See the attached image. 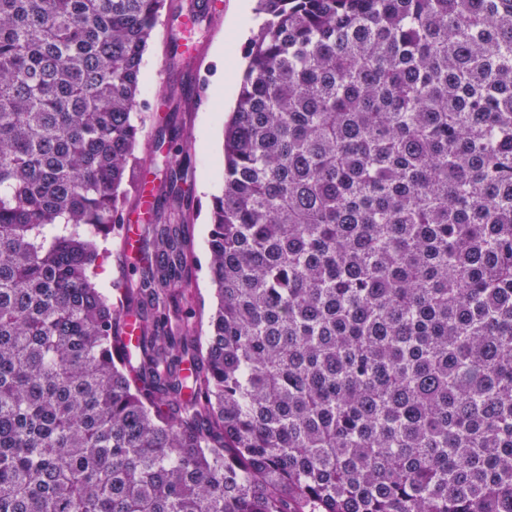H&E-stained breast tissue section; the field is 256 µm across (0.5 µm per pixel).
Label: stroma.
I'll return each mask as SVG.
<instances>
[{"mask_svg":"<svg viewBox=\"0 0 512 512\" xmlns=\"http://www.w3.org/2000/svg\"><path fill=\"white\" fill-rule=\"evenodd\" d=\"M256 0H222V9L212 19L199 25L180 26L171 21V29H183L181 60L170 64V42L155 37L144 57L142 80L147 108L142 109L143 135L136 154L147 171L153 187H160L170 156L166 142L177 138L189 142L192 173L185 184L191 221L186 236L194 261L190 265L185 294L175 295L172 311L183 310L194 302L199 323H206L213 304V290L208 278V212L212 195L223 185L224 122L236 105L240 79L236 68L246 64L248 40L264 17L256 11ZM165 77H158V68ZM202 80L207 93L205 105L191 110L195 80ZM106 258L98 271L97 283L106 294L125 287L130 273L143 258L146 243L138 241L131 255H123L118 234L101 241Z\"/></svg>","mask_w":512,"mask_h":512,"instance_id":"35a3bbf8","label":"stroma"}]
</instances>
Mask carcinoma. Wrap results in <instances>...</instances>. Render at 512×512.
Returning <instances> with one entry per match:
<instances>
[{
	"label": "carcinoma",
	"instance_id": "cac0c4a2",
	"mask_svg": "<svg viewBox=\"0 0 512 512\" xmlns=\"http://www.w3.org/2000/svg\"><path fill=\"white\" fill-rule=\"evenodd\" d=\"M207 326L187 149L114 302L166 0H0V512H512V0H258ZM131 202L128 208L133 213V222L130 223V216H123V234L121 244L123 250L128 254L134 250V228L138 232L137 249L133 254L125 257L120 249L119 234L115 231L110 234L108 239L100 241L101 248L106 250L107 258H105L102 267L98 271L97 283L99 288H103L105 293L114 297L116 288H125L126 282L129 280V273H133L137 262L143 258L146 243L142 235V229L145 224H149L147 213H140L138 203L132 188L129 187Z\"/></svg>",
	"mask_w": 512,
	"mask_h": 512
}]
</instances>
